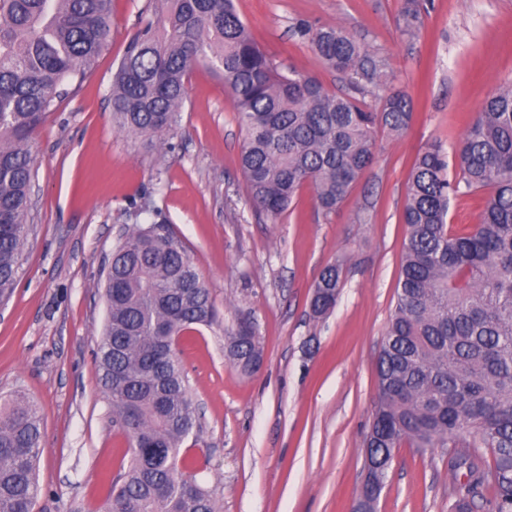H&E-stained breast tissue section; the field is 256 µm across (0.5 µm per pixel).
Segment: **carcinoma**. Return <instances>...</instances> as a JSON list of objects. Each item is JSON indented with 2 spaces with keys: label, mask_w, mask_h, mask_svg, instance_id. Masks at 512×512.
<instances>
[{
  "label": "carcinoma",
  "mask_w": 512,
  "mask_h": 512,
  "mask_svg": "<svg viewBox=\"0 0 512 512\" xmlns=\"http://www.w3.org/2000/svg\"><path fill=\"white\" fill-rule=\"evenodd\" d=\"M112 0H0V299L16 284L28 236L35 170L30 142L56 103L75 93L111 37ZM297 33L350 89L386 82L380 60L340 25L302 23ZM209 65L224 81L243 132L248 200L279 221L305 185L324 216L347 199L372 164L377 134L401 135L414 101L396 89L374 111L345 91L276 61L234 0H157L112 79V123L165 146L181 122L186 78ZM458 162L460 176L450 175ZM485 191L479 222L455 231L451 201ZM407 233L395 306L378 355V397L364 467L384 485L395 451L449 448L466 480L449 491L453 512H472L483 490L494 512H512V87L488 97L455 159L433 142L409 177ZM342 264L323 269L309 307L327 316ZM106 320L96 360L112 424L132 444L102 512H218L188 471L182 445L200 416L177 354L181 337L210 328V289L166 221L132 224L112 249L103 286ZM226 351L243 373L262 361L255 328L240 322ZM43 441L36 406L0 397V512H32ZM491 460H486L483 451ZM379 497L360 489L357 512Z\"/></svg>",
  "instance_id": "obj_1"
}]
</instances>
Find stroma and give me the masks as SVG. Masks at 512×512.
Here are the masks:
<instances>
[{
    "label": "stroma",
    "instance_id": "1",
    "mask_svg": "<svg viewBox=\"0 0 512 512\" xmlns=\"http://www.w3.org/2000/svg\"><path fill=\"white\" fill-rule=\"evenodd\" d=\"M276 58L347 90L296 32L342 25L382 60L415 115L379 134L375 161L330 216L304 187L279 222L250 206L239 166L243 134L223 81L188 77L170 149L112 127V76L154 0H112V38L80 90L32 139L34 209L16 285L0 303V394L37 404L44 431L33 512H100L129 442L95 360L103 283L128 224L165 217L210 288L222 324L184 337L180 357L202 430L184 443L220 512H353L377 398L376 359L394 305L418 151L454 150L487 97L512 84V0H235ZM419 12L417 33L406 26ZM342 262L322 319L312 287ZM255 327L264 360L245 375L224 354L226 330ZM444 448L397 451L377 512H451Z\"/></svg>",
    "mask_w": 512,
    "mask_h": 512
}]
</instances>
